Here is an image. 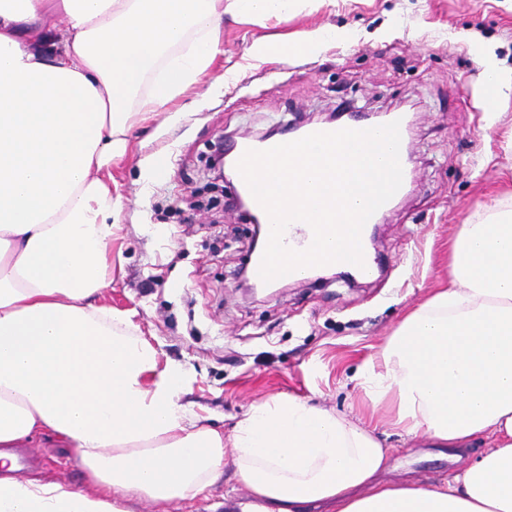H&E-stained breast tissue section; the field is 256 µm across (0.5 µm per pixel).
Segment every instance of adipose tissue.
<instances>
[{"label": "adipose tissue", "mask_w": 512, "mask_h": 512, "mask_svg": "<svg viewBox=\"0 0 512 512\" xmlns=\"http://www.w3.org/2000/svg\"><path fill=\"white\" fill-rule=\"evenodd\" d=\"M63 19L41 23L46 10ZM224 0H0V466L42 436L74 449L95 492L0 477V512H129L192 500L231 463L239 512H512V210L452 242L448 287L408 313L364 389L402 435L487 451L447 487L384 484L361 421L295 398L253 405L230 434L178 397L177 368L99 306L116 226L102 172L149 111L212 65Z\"/></svg>", "instance_id": "adipose-tissue-1"}]
</instances>
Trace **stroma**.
<instances>
[{
    "label": "stroma",
    "instance_id": "35a3bbf8",
    "mask_svg": "<svg viewBox=\"0 0 512 512\" xmlns=\"http://www.w3.org/2000/svg\"><path fill=\"white\" fill-rule=\"evenodd\" d=\"M317 29L338 36L315 55L284 57L287 36ZM258 41L269 60L253 58ZM481 53L512 77V0H294L287 14L248 19L228 9L201 81L132 116L126 152L109 168L120 226L112 253L121 262L99 303L129 317L160 367L178 368L183 403L227 433L272 398L346 413L375 427L387 448L386 484L444 487L485 452L400 435L387 404H371L362 386L404 315L447 283L461 225L480 222L490 205L512 207V88L494 109L484 106ZM400 103L415 109L412 186L380 223V274L354 283L313 275L245 299L238 280L252 224L235 208L232 186L212 182L207 158L217 141ZM492 111L497 130L488 138ZM159 154L168 174L154 171ZM30 453L26 477L84 484L72 449L37 439ZM249 498L228 465L208 491L168 512H233Z\"/></svg>",
    "mask_w": 512,
    "mask_h": 512
}]
</instances>
